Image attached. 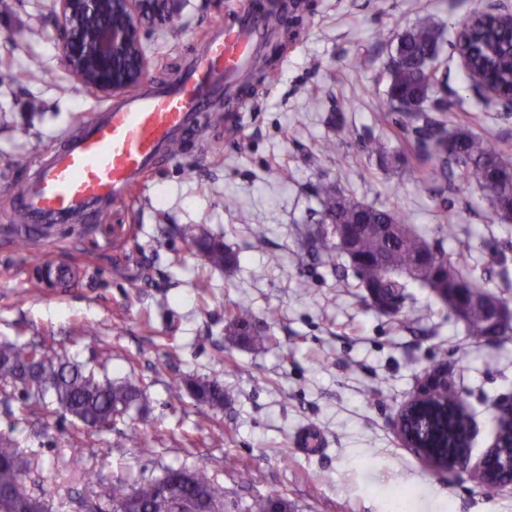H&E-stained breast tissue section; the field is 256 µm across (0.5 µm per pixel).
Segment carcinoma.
Here are the masks:
<instances>
[{
	"label": "carcinoma",
	"mask_w": 512,
	"mask_h": 512,
	"mask_svg": "<svg viewBox=\"0 0 512 512\" xmlns=\"http://www.w3.org/2000/svg\"><path fill=\"white\" fill-rule=\"evenodd\" d=\"M469 30L457 34L453 49L469 57L472 73L483 72L494 92L512 95V55L505 49L507 28L496 18L475 12L468 18ZM442 35L434 19L423 14L396 39L378 34V40L394 45L386 66V104L400 112L408 124L415 125L414 150L418 159L432 164L429 179L448 181L472 178L484 190L492 209V220L505 221L499 210L512 206V164L490 140L461 128H448V113L430 117L429 102L437 94V83L427 77L430 66L438 61ZM277 58L269 54L250 71L248 94L274 76ZM370 157L389 165L393 161L385 144L370 138L361 144ZM322 224L314 231L300 232L302 244L316 257L332 260L339 254L329 239L326 226L342 225L352 233L353 252L347 256L350 267L365 288L371 305L382 311H399L397 304L406 296L409 278L405 272L415 268L419 282L430 289H466L465 302H454L448 309L475 336H488L482 306L498 298L494 292L462 270L461 255L433 246L425 236L413 231L400 213L356 201L338 189H327L319 198ZM203 261L211 268H228L238 257L224 248L223 241L204 232L190 231ZM227 335L247 336L262 344L267 328L254 321L249 307H235L227 324ZM0 382L13 384L32 400L31 411L55 406L64 417L94 427L106 425L132 407H142L146 397L137 380L114 383L102 380L92 370L71 362L65 352L46 342L0 344ZM199 404L211 410L224 407V385L217 380L187 379L181 385ZM427 398L407 405L401 414L403 428L416 436L423 447L445 464L449 447L459 448L464 429L456 410L448 403V388L436 384ZM512 458V433L502 429L497 447L487 461V479L491 483L506 479L503 460ZM26 471L14 441L0 437V489L12 490L24 502L30 496L23 490ZM100 493L112 500L116 512H176V500L193 506L194 512H224L223 493L211 481L207 471L169 467L152 480L131 485L99 481ZM288 510V498L272 493L256 500L251 512Z\"/></svg>",
	"instance_id": "carcinoma-1"
}]
</instances>
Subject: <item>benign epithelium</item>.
<instances>
[{"instance_id":"obj_1","label":"benign epithelium","mask_w":512,"mask_h":512,"mask_svg":"<svg viewBox=\"0 0 512 512\" xmlns=\"http://www.w3.org/2000/svg\"><path fill=\"white\" fill-rule=\"evenodd\" d=\"M288 30H293L306 12L309 0H290ZM142 0H58L54 26L62 61L71 75L88 90L114 95L137 86L146 75L148 60L142 42ZM104 12L107 22L97 29H86L82 18L89 13ZM471 88L489 103L512 111V96L502 98L486 86ZM486 315L495 328L512 323V309L494 302ZM451 466L476 476L484 461L470 463V451L455 455Z\"/></svg>"}]
</instances>
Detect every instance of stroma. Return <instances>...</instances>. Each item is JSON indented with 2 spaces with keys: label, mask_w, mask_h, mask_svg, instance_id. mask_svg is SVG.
<instances>
[{
  "label": "stroma",
  "mask_w": 512,
  "mask_h": 512,
  "mask_svg": "<svg viewBox=\"0 0 512 512\" xmlns=\"http://www.w3.org/2000/svg\"><path fill=\"white\" fill-rule=\"evenodd\" d=\"M486 5L314 0L303 38L256 97L161 160L106 221L26 236L10 218L28 168L110 100L88 93L62 63L55 0H11L0 14V344L55 340L70 361L115 382L139 379L148 396L145 408L101 429L51 409L31 413L18 391L0 397V436L17 442L25 489L48 512H113L98 481L135 484L169 466L205 467L224 492V512H248L274 492L294 512H388L387 489L404 481L414 490L406 512H512V487L489 494L469 478L449 480L392 427L425 376L444 370L479 458L494 441L499 400L512 394V336L483 343L420 285L407 288L398 314L378 312L344 258L312 260L297 234L298 225L319 223V192L330 185L405 215L434 244L439 225L455 224L445 248L463 255L478 282L494 285L501 268L512 271V223L492 221L475 180L450 189L422 181L413 133L381 110L390 48L377 32H401L430 14L443 30L438 96L449 126L488 138L512 162V112L473 92L451 47L462 22ZM237 7L182 0L176 27L144 26L146 82H166ZM378 136L401 162L384 169L361 152ZM189 165L191 179L182 175ZM194 228L221 238L237 266H205L186 237ZM45 256L75 267L76 281L37 290L35 265ZM200 275L211 284L203 296ZM240 303L268 325L265 343L226 336L228 311ZM81 324L90 335H77ZM189 376L222 382L223 410L208 415L177 397ZM243 469L251 483L241 482Z\"/></svg>",
  "instance_id": "35a3bbf8"
}]
</instances>
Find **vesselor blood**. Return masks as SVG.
Masks as SVG:
<instances>
[{
  "mask_svg": "<svg viewBox=\"0 0 512 512\" xmlns=\"http://www.w3.org/2000/svg\"><path fill=\"white\" fill-rule=\"evenodd\" d=\"M266 40L261 4L242 0L167 83L124 97L63 134L16 191L15 213L27 225L72 224L128 198L196 130L202 113L233 92Z\"/></svg>",
  "mask_w": 512,
  "mask_h": 512,
  "instance_id": "obj_1",
  "label": "vessel or blood"
}]
</instances>
